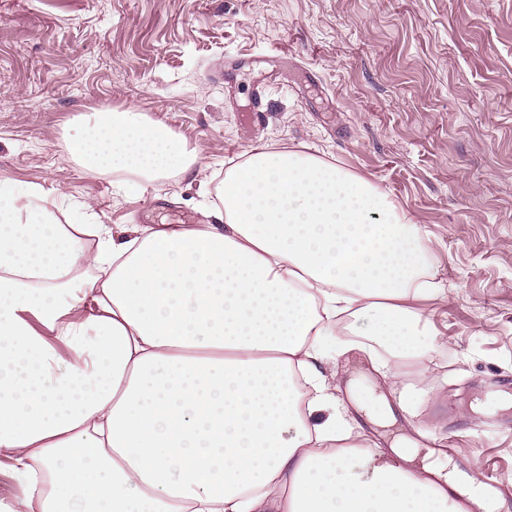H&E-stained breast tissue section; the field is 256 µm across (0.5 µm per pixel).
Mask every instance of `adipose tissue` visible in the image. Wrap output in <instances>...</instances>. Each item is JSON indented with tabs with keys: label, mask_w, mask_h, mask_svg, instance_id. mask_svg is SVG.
I'll return each instance as SVG.
<instances>
[{
	"label": "adipose tissue",
	"mask_w": 512,
	"mask_h": 512,
	"mask_svg": "<svg viewBox=\"0 0 512 512\" xmlns=\"http://www.w3.org/2000/svg\"><path fill=\"white\" fill-rule=\"evenodd\" d=\"M126 190L198 162L165 123L94 112L72 140ZM215 223L116 236L91 208L0 182L5 512H500L478 474L418 439L372 448L331 365L367 353L386 428L417 415L444 290L428 234L389 194L296 150L224 173ZM370 316L369 342L346 321Z\"/></svg>",
	"instance_id": "1"
}]
</instances>
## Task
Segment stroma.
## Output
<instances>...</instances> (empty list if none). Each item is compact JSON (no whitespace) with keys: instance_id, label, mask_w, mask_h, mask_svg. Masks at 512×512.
<instances>
[{"instance_id":"35a3bbf8","label":"stroma","mask_w":512,"mask_h":512,"mask_svg":"<svg viewBox=\"0 0 512 512\" xmlns=\"http://www.w3.org/2000/svg\"><path fill=\"white\" fill-rule=\"evenodd\" d=\"M128 108L198 152L193 174L127 195L77 164L82 118ZM264 147L363 176L425 227L440 334L432 381L402 380L512 505V0H0V180L162 223L216 210L225 170ZM336 367L362 397L386 389L362 352Z\"/></svg>"}]
</instances>
